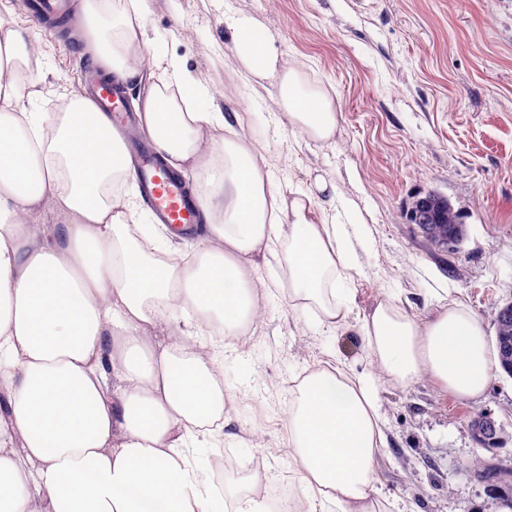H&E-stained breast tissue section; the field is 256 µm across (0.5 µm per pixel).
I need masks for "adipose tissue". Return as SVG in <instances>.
<instances>
[{"mask_svg": "<svg viewBox=\"0 0 512 512\" xmlns=\"http://www.w3.org/2000/svg\"><path fill=\"white\" fill-rule=\"evenodd\" d=\"M82 25L108 78L146 85L139 128L170 170L194 174L201 244L182 260L174 231L139 224L123 137L76 95L62 111H41L33 38L0 21V512H208L195 444L235 400L219 371L223 347L199 351L197 337L212 316L245 335L280 292L319 325H346L349 233L327 219L334 183L319 177L311 191L285 192L256 144L224 112L202 108L208 85L174 57L144 66L145 0L119 10L83 0ZM268 42L264 26L238 25L236 63L277 75L289 124L331 141L332 95L279 64ZM45 207L62 218L51 233L22 222ZM267 255L279 269L263 279L256 259ZM176 311L181 343L157 342L160 317ZM358 331L398 385L427 373L473 399L491 381L483 327L461 301L421 324L382 301ZM380 409L374 378L341 362L297 383L287 427L300 493L289 512H379Z\"/></svg>", "mask_w": 512, "mask_h": 512, "instance_id": "obj_1", "label": "adipose tissue"}]
</instances>
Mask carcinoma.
<instances>
[{"instance_id": "obj_1", "label": "carcinoma", "mask_w": 512, "mask_h": 512, "mask_svg": "<svg viewBox=\"0 0 512 512\" xmlns=\"http://www.w3.org/2000/svg\"><path fill=\"white\" fill-rule=\"evenodd\" d=\"M413 206L418 208L420 231L429 245L453 252L465 239V225L460 222L452 204L428 193L417 198ZM494 325L500 368L512 377V305L497 307ZM475 419L481 422L474 432L477 443L483 448L497 447L501 443L502 428L490 427L493 420L483 414Z\"/></svg>"}]
</instances>
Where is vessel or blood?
<instances>
[{"instance_id": "b4317fda", "label": "vessel or blood", "mask_w": 512, "mask_h": 512, "mask_svg": "<svg viewBox=\"0 0 512 512\" xmlns=\"http://www.w3.org/2000/svg\"><path fill=\"white\" fill-rule=\"evenodd\" d=\"M65 8L63 0H26L25 9L35 20L51 19ZM99 111L109 114L112 126L122 134H129L133 126L126 115L120 94L111 84L90 78L83 87ZM136 176L143 198L160 223L170 226L195 223L197 210L192 200L185 197L178 180L157 168L148 151H141Z\"/></svg>"}]
</instances>
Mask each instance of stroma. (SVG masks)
Returning a JSON list of instances; mask_svg holds the SVG:
<instances>
[{
  "label": "stroma",
  "mask_w": 512,
  "mask_h": 512,
  "mask_svg": "<svg viewBox=\"0 0 512 512\" xmlns=\"http://www.w3.org/2000/svg\"><path fill=\"white\" fill-rule=\"evenodd\" d=\"M149 30L164 32L153 54L179 58L209 85L212 106L238 113L273 180L306 191L335 183L356 272L347 286L352 314L330 330L288 300L266 305L224 355V385L236 396L230 427L197 449L209 467L214 447L231 452L212 512H236L230 487L247 492L246 463L290 468L288 399L296 377L342 360L375 377L388 446L375 466L384 512H494L512 499V378L502 370L481 398L463 399L427 374L400 386L381 375L357 332L378 302L392 300L423 322L451 299L466 302L495 337L497 306L512 301V0H147ZM0 19L31 31L46 81L42 111L77 94L92 60L65 25H42L22 0H0ZM262 23L279 61L301 69L336 100L338 132L301 142L278 122L276 78L239 69L233 28ZM447 197L467 226L455 254L429 247L408 220L413 201ZM501 425L499 447L484 449L469 421ZM481 460L504 473L482 478Z\"/></svg>",
  "instance_id": "35a3bbf8"
}]
</instances>
